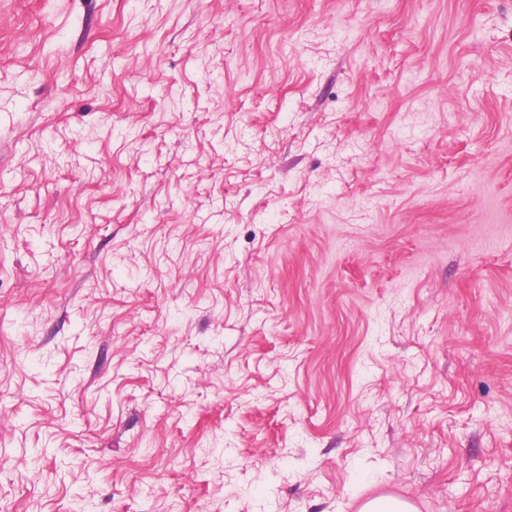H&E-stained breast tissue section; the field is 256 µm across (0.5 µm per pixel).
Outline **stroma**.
I'll use <instances>...</instances> for the list:
<instances>
[{
  "mask_svg": "<svg viewBox=\"0 0 512 512\" xmlns=\"http://www.w3.org/2000/svg\"><path fill=\"white\" fill-rule=\"evenodd\" d=\"M512 512V0H0V512ZM414 506L401 499L381 497L371 499L362 506L361 512H414Z\"/></svg>",
  "mask_w": 512,
  "mask_h": 512,
  "instance_id": "obj_1",
  "label": "stroma"
}]
</instances>
